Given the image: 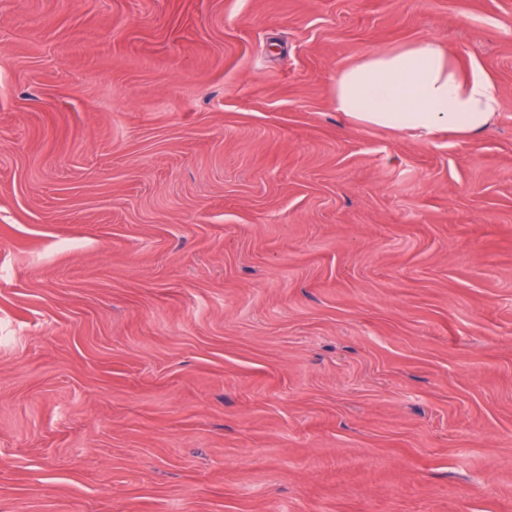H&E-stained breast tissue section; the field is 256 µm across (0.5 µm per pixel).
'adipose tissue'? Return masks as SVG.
I'll use <instances>...</instances> for the list:
<instances>
[{"mask_svg":"<svg viewBox=\"0 0 512 512\" xmlns=\"http://www.w3.org/2000/svg\"><path fill=\"white\" fill-rule=\"evenodd\" d=\"M334 103L349 121L471 140L486 134L503 108L493 82L464 68L430 39L370 54L336 77Z\"/></svg>","mask_w":512,"mask_h":512,"instance_id":"1","label":"adipose tissue"}]
</instances>
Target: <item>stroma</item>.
I'll use <instances>...</instances> for the list:
<instances>
[{
    "instance_id": "1",
    "label": "stroma",
    "mask_w": 512,
    "mask_h": 512,
    "mask_svg": "<svg viewBox=\"0 0 512 512\" xmlns=\"http://www.w3.org/2000/svg\"><path fill=\"white\" fill-rule=\"evenodd\" d=\"M0 512H512V0H0ZM336 111L349 121L463 140L486 134L503 108L493 82L431 39L370 54L336 77Z\"/></svg>"
}]
</instances>
